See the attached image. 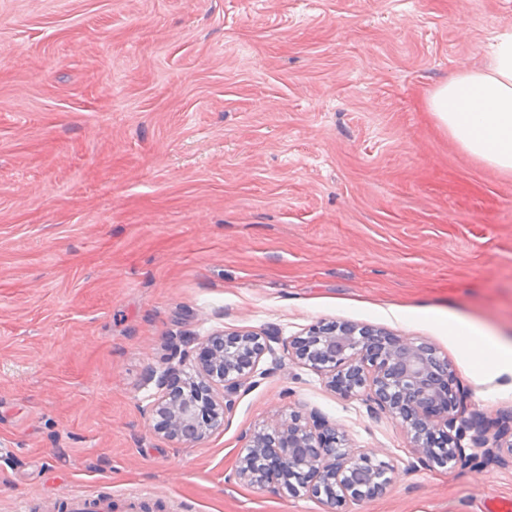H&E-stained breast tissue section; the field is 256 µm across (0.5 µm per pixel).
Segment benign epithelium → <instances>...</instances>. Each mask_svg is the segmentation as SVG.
Wrapping results in <instances>:
<instances>
[{
  "instance_id": "1",
  "label": "benign epithelium",
  "mask_w": 512,
  "mask_h": 512,
  "mask_svg": "<svg viewBox=\"0 0 512 512\" xmlns=\"http://www.w3.org/2000/svg\"><path fill=\"white\" fill-rule=\"evenodd\" d=\"M278 337L249 331L216 332L195 348L193 372L168 366L151 371L158 395L150 407L155 427L169 439L197 442L224 423L233 395L254 384L261 358ZM288 359L310 367L338 394L364 395L401 420L413 447L445 466L466 456L460 434L453 433L462 413L461 397L448 361L410 338L369 326L314 324L304 336L284 343ZM474 440L496 458L497 448L512 455V425L472 415ZM336 427L291 413L250 439L240 457L239 478L263 487L295 490L299 484L325 496L330 512H349L392 482V469L365 454L341 449Z\"/></svg>"
}]
</instances>
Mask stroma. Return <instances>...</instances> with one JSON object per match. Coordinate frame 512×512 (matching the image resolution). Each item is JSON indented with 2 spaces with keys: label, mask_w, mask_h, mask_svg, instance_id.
<instances>
[{
  "label": "stroma",
  "mask_w": 512,
  "mask_h": 512,
  "mask_svg": "<svg viewBox=\"0 0 512 512\" xmlns=\"http://www.w3.org/2000/svg\"><path fill=\"white\" fill-rule=\"evenodd\" d=\"M510 31L512 0H0V512H327L235 476L293 411L393 468L353 512L512 498L511 462H421L398 419L269 354L199 442L147 412L173 345L337 321L431 344L467 412L512 415L492 355L448 335L453 313L512 336V175L424 107ZM68 512H112V498L91 494H71L66 503Z\"/></svg>",
  "instance_id": "1"
}]
</instances>
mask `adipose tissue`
Returning a JSON list of instances; mask_svg holds the SVG:
<instances>
[{
  "instance_id": "adipose-tissue-1",
  "label": "adipose tissue",
  "mask_w": 512,
  "mask_h": 512,
  "mask_svg": "<svg viewBox=\"0 0 512 512\" xmlns=\"http://www.w3.org/2000/svg\"><path fill=\"white\" fill-rule=\"evenodd\" d=\"M426 108L469 154L512 174V33L498 36L488 66L460 69L435 87ZM456 340L476 353H493L499 374L512 377V342L456 316L448 323Z\"/></svg>"
}]
</instances>
